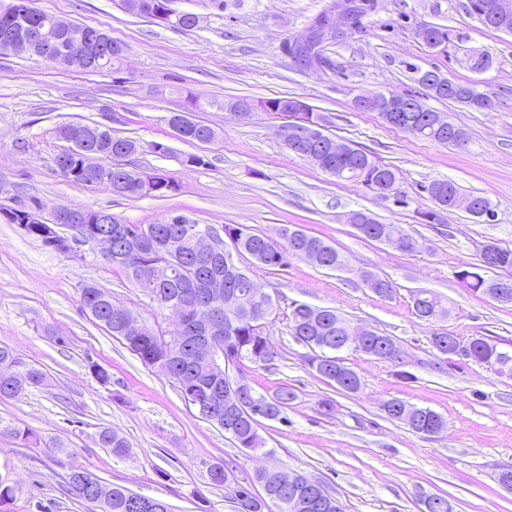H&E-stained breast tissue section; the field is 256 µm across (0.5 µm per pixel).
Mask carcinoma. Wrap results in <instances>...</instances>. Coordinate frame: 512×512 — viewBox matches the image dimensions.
I'll list each match as a JSON object with an SVG mask.
<instances>
[{"instance_id": "cac0c4a2", "label": "carcinoma", "mask_w": 512, "mask_h": 512, "mask_svg": "<svg viewBox=\"0 0 512 512\" xmlns=\"http://www.w3.org/2000/svg\"><path fill=\"white\" fill-rule=\"evenodd\" d=\"M24 14L23 20L28 24H40L48 29L59 23V18L48 15L33 6ZM84 41L94 50L101 46V36L106 31L95 29L79 23H72ZM433 113V110L422 107V111L412 113L407 129L410 134L441 145H453L455 141L449 132L423 121V118ZM179 123L190 133L187 141L213 140L216 131L201 121L192 122L184 113L177 112ZM84 131L93 132V145L102 154L104 159H112V153L123 151L129 155L136 153L138 142L132 138L116 137L112 130L97 124H68L59 129V136L65 141L77 137ZM355 156L338 160L336 155L322 153L324 165L321 170L341 181L355 183L369 191L374 190L372 178L380 180H399L395 170L376 161L369 153L357 147L353 148ZM58 158L67 165V172L63 174L67 180L76 184L82 183L74 171L82 167L80 154L73 146H68ZM435 192L430 194L434 203L448 205L452 198L461 195L457 185L450 180H435ZM197 225L192 220L187 224H128L126 228L133 234L142 233L151 240L146 259L155 264L154 278L149 281L140 279L134 264L126 257L112 258V266L125 272L127 277L137 283L148 294L152 302L159 308L175 313L177 300L187 296L194 300L205 299L207 284L213 279H220L229 285V289L245 298L239 311L240 321L231 342H224V334L211 336L205 331L187 333L180 338L172 339L167 345L164 335L148 326L139 336H127L122 332L121 323L116 310L111 306V298L105 290L87 285L84 290L96 295L97 305L94 307L92 317L112 336L122 340L127 348L136 354L147 365L160 364L169 369L176 377L179 388L187 406L207 399L224 398V380H216L207 368L191 359L193 347L199 339H213L224 353V359L236 371H242L245 362L265 365L275 358V351L271 349L268 341L255 332L253 320L265 312L273 311L275 301L273 297L262 292L256 293L257 285L251 278L242 277L236 271L228 268L225 258L211 263L199 262L192 249L189 230ZM299 241L295 243L297 250L318 258V266L335 270L346 264L344 256L323 239L298 231ZM224 235L232 243L238 254L249 255L255 263L269 267L288 265V244L278 243L269 235L256 233L244 224L224 225ZM485 264L480 263L473 269L466 271L465 287L475 293L487 295L492 288V279L485 277L481 271ZM413 314L425 320L439 319L450 315L451 310L440 296L427 289H419L412 294ZM290 320L293 336L298 342L312 350V354L305 357V361L329 364V371L320 372V375L332 387L347 393L360 389L361 380L358 374L348 367L344 358L339 356L343 351H352L354 347L348 343L346 327L350 322L334 310L314 308L306 303H295L292 306ZM368 339L364 346L363 355L375 359H382L388 352L387 342L393 337L380 333L374 329L367 330ZM435 351L443 358L458 355L452 344L458 343L466 348L462 359L481 366L491 365L497 360L505 362V366L497 370L499 375H512V351L500 347L499 343L485 337H472L464 340L445 330L436 331L430 337ZM45 380L44 373L34 367L14 372L7 382H0V400L19 399L32 388L41 385ZM296 395L292 389L281 387L274 395L262 397L268 410V419L283 420L288 408L291 407ZM385 417L391 421L406 424L411 431L426 436L436 430H444L445 420L437 412L410 406L400 399H389L382 404ZM3 432L35 445L43 444L51 453L65 452L62 442L51 440L40 442L36 433L29 429L23 431L17 428L5 427ZM237 437L235 442L240 448L261 446L257 428L247 423L236 426ZM97 443L107 449L116 458H122L129 452L127 440L110 427H103L97 432ZM80 477L66 483L67 492L76 498L88 503L94 502L95 512H128L127 496L129 490L118 485L107 484L95 474L84 467H77ZM306 477L294 471H279L275 474L267 470H259L254 478L245 484L251 489L255 484L269 485L280 497L281 504L277 512H343L342 504L320 485H305ZM233 512H272L270 502L263 495H253V501L240 508L235 497H230Z\"/></svg>"}]
</instances>
